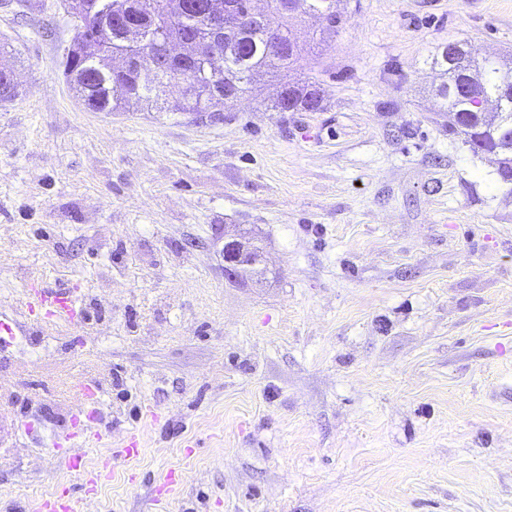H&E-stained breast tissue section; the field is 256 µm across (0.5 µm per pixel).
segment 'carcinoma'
I'll use <instances>...</instances> for the list:
<instances>
[{
	"mask_svg": "<svg viewBox=\"0 0 512 512\" xmlns=\"http://www.w3.org/2000/svg\"><path fill=\"white\" fill-rule=\"evenodd\" d=\"M203 0H69L78 19L77 39L96 38L112 44L110 54L75 56L68 50L66 80L93 112H126L143 101H159L167 85L182 84L181 96L163 101L168 112H191L217 118L228 102L252 91L253 75L278 64L288 67L302 54L288 21L319 15L325 25L311 40L328 43L342 18L336 0H267L266 21H252L253 0H223L231 7L224 33L213 38L199 4ZM176 44L179 62L159 64V54ZM219 52L220 72L205 55ZM446 77L435 89L448 113V132L461 137L475 153L497 156V174L512 185V54L481 58L471 43H448L432 58ZM324 108L316 82L282 83L272 110L307 112Z\"/></svg>",
	"mask_w": 512,
	"mask_h": 512,
	"instance_id": "cac0c4a2",
	"label": "carcinoma"
}]
</instances>
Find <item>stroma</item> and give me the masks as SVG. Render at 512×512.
Returning <instances> with one entry per match:
<instances>
[{"label":"stroma","instance_id":"stroma-1","mask_svg":"<svg viewBox=\"0 0 512 512\" xmlns=\"http://www.w3.org/2000/svg\"><path fill=\"white\" fill-rule=\"evenodd\" d=\"M67 8L0 7V319L28 340L0 351L24 380L0 407V512L64 488L100 512H512V194L449 134L432 66L456 40L512 53V0H340L336 39L296 22L301 58L220 124L88 110ZM288 76L323 110L271 111ZM234 235L263 254L232 283ZM33 281L76 289L77 327L22 317ZM90 380L87 494L52 440Z\"/></svg>","mask_w":512,"mask_h":512}]
</instances>
